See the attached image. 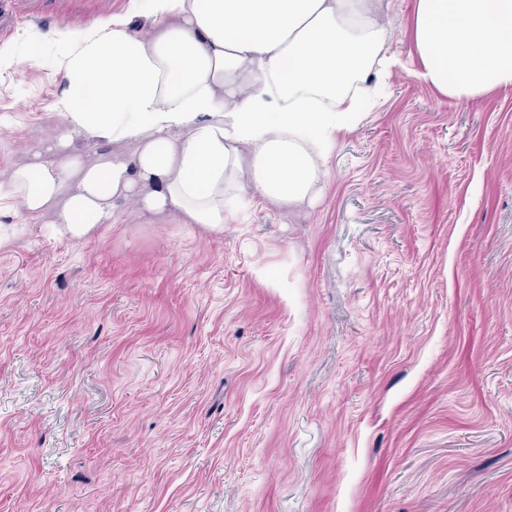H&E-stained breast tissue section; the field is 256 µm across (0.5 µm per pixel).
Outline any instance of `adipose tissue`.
<instances>
[{
  "mask_svg": "<svg viewBox=\"0 0 512 512\" xmlns=\"http://www.w3.org/2000/svg\"><path fill=\"white\" fill-rule=\"evenodd\" d=\"M127 22L61 31L64 122L0 179V213L89 241L135 200L220 234L245 195L291 212L323 197L338 139L367 113L357 80L402 69L387 0H139ZM414 76L445 97L512 87V0H413ZM109 144L89 163L75 142Z\"/></svg>",
  "mask_w": 512,
  "mask_h": 512,
  "instance_id": "1",
  "label": "adipose tissue"
}]
</instances>
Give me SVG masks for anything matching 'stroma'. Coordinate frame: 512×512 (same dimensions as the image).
Segmentation results:
<instances>
[{
  "instance_id": "35a3bbf8",
  "label": "stroma",
  "mask_w": 512,
  "mask_h": 512,
  "mask_svg": "<svg viewBox=\"0 0 512 512\" xmlns=\"http://www.w3.org/2000/svg\"><path fill=\"white\" fill-rule=\"evenodd\" d=\"M131 7L0 0V170ZM0 512H512V87L396 73L300 212L0 248Z\"/></svg>"
}]
</instances>
